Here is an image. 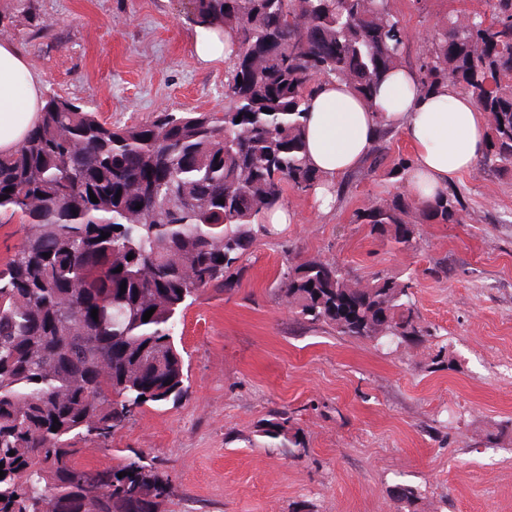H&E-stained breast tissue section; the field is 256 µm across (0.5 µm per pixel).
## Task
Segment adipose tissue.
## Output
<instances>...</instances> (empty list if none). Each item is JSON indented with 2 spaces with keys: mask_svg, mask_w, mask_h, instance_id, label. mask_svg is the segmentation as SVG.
I'll return each instance as SVG.
<instances>
[{
  "mask_svg": "<svg viewBox=\"0 0 512 512\" xmlns=\"http://www.w3.org/2000/svg\"><path fill=\"white\" fill-rule=\"evenodd\" d=\"M42 82L24 54L0 41V153L16 149L43 108ZM403 133L414 162L405 175L408 197L432 204L462 174L472 171L488 138V121L475 98L453 87L422 94L415 69L398 68L367 104L339 81L321 82L309 102L306 150L319 174L317 207L331 211L342 179L370 157L382 128Z\"/></svg>",
  "mask_w": 512,
  "mask_h": 512,
  "instance_id": "1",
  "label": "adipose tissue"
}]
</instances>
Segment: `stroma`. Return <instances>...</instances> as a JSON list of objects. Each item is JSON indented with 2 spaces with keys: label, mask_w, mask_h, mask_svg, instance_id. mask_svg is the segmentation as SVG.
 <instances>
[{
  "label": "stroma",
  "mask_w": 512,
  "mask_h": 512,
  "mask_svg": "<svg viewBox=\"0 0 512 512\" xmlns=\"http://www.w3.org/2000/svg\"><path fill=\"white\" fill-rule=\"evenodd\" d=\"M408 34L407 65L444 17L488 0H389ZM189 0H0V40L16 44L44 95L101 119L139 123L159 111L224 109L223 63L199 64ZM412 151L393 132L382 167L343 179L332 212L285 187L294 223L269 228L239 285L208 290L178 326L188 375L177 405L145 406L112 436L85 443L100 469L137 451L167 474V512H512V175L473 170L452 184L457 224H421L415 251L355 223L357 211L404 193L387 169ZM366 279H413L422 322L440 334L399 349L295 320L276 288L286 252ZM285 415L301 457L269 447L264 422Z\"/></svg>",
  "instance_id": "obj_1"
}]
</instances>
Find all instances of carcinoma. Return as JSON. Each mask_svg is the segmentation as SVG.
Listing matches in <instances>:
<instances>
[{
  "mask_svg": "<svg viewBox=\"0 0 512 512\" xmlns=\"http://www.w3.org/2000/svg\"><path fill=\"white\" fill-rule=\"evenodd\" d=\"M191 2L196 25L230 36L224 112L163 111L121 126L51 96L22 145L0 154V219L27 226L0 269V512H41L47 500L53 512H164L173 489L142 454L99 469L77 462L78 444L105 445L144 406L185 394L183 310L237 285L284 185L307 192L319 182L304 141L318 82H346L371 104L405 60L389 0ZM416 71L425 92L448 84L476 98L489 122L479 166L512 174V0H494L489 18L442 19ZM390 134L381 130L372 167ZM461 211L455 194L426 209L396 194L356 221L413 251L416 225L455 224ZM277 293L297 320L339 336L380 346L431 336L409 279L289 259ZM288 422L269 420L262 434L298 458L304 446ZM393 494L417 512L416 487Z\"/></svg>",
  "mask_w": 512,
  "mask_h": 512,
  "instance_id": "1",
  "label": "carcinoma"
}]
</instances>
